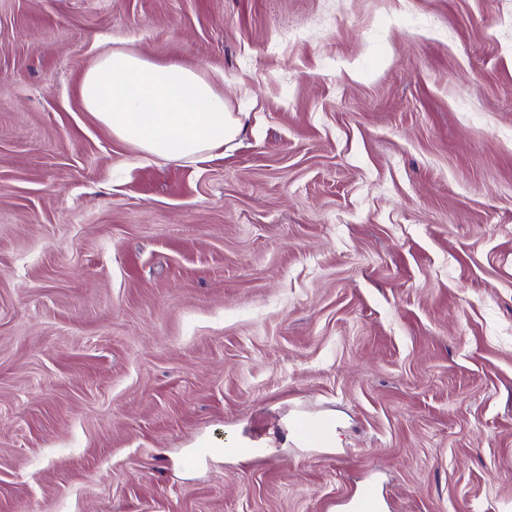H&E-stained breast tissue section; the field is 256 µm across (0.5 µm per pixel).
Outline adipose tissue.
I'll return each mask as SVG.
<instances>
[{
    "label": "adipose tissue",
    "instance_id": "adipose-tissue-1",
    "mask_svg": "<svg viewBox=\"0 0 512 512\" xmlns=\"http://www.w3.org/2000/svg\"><path fill=\"white\" fill-rule=\"evenodd\" d=\"M84 108L120 140L166 159H191L240 130L224 96L198 70L112 50L86 71Z\"/></svg>",
    "mask_w": 512,
    "mask_h": 512
}]
</instances>
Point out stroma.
<instances>
[{
    "mask_svg": "<svg viewBox=\"0 0 512 512\" xmlns=\"http://www.w3.org/2000/svg\"><path fill=\"white\" fill-rule=\"evenodd\" d=\"M112 49L200 69L235 140L114 137L79 95ZM365 482L512 512V0H0V512ZM292 426L297 435L305 441H318L321 439L324 430L322 417L313 414L299 413L292 419ZM323 444L336 445V428H332L318 441Z\"/></svg>",
    "mask_w": 512,
    "mask_h": 512,
    "instance_id": "1",
    "label": "stroma"
}]
</instances>
